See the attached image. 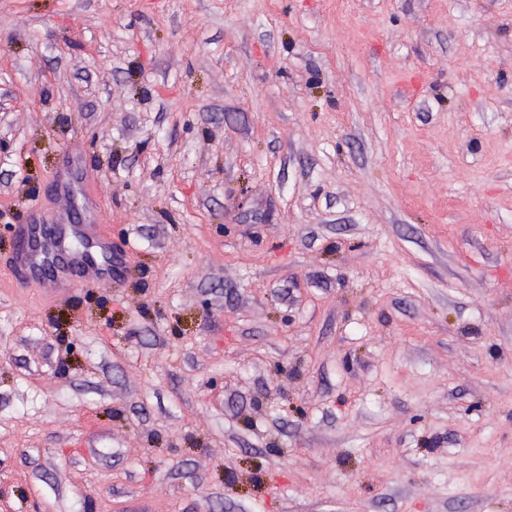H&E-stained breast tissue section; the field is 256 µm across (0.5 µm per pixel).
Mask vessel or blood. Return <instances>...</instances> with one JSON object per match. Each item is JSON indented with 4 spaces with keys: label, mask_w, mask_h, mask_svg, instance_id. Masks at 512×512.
<instances>
[{
    "label": "vessel or blood",
    "mask_w": 512,
    "mask_h": 512,
    "mask_svg": "<svg viewBox=\"0 0 512 512\" xmlns=\"http://www.w3.org/2000/svg\"><path fill=\"white\" fill-rule=\"evenodd\" d=\"M15 266L21 275L38 279L44 268L54 265L60 253L73 250L75 262L95 281H111L112 252L109 231L103 224H60L48 235L40 224H18Z\"/></svg>",
    "instance_id": "b4317fda"
}]
</instances>
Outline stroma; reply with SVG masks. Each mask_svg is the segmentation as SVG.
Returning <instances> with one entry per match:
<instances>
[{"label":"stroma","instance_id":"stroma-1","mask_svg":"<svg viewBox=\"0 0 512 512\" xmlns=\"http://www.w3.org/2000/svg\"><path fill=\"white\" fill-rule=\"evenodd\" d=\"M0 512H512V0H0ZM45 224H17L15 266L21 275L41 279L44 268L54 266L64 250L94 281L112 282V252L106 224H53L56 234L44 233ZM71 243L77 247L71 249Z\"/></svg>","mask_w":512,"mask_h":512}]
</instances>
